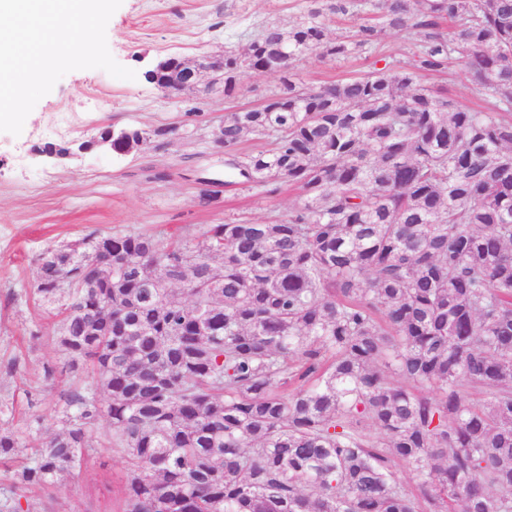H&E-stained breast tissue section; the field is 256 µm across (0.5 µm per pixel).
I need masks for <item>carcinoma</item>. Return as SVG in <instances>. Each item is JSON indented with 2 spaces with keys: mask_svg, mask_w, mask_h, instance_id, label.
<instances>
[{
  "mask_svg": "<svg viewBox=\"0 0 512 512\" xmlns=\"http://www.w3.org/2000/svg\"><path fill=\"white\" fill-rule=\"evenodd\" d=\"M328 15L374 22L331 36ZM391 33L408 60L314 88L277 71L224 116L226 152L269 141L225 178L297 186L286 217L116 232L110 262L91 234L43 254L61 371L88 375L51 435L0 427V461L18 462L0 512H33L29 488L105 445L122 512H512V0H312L224 52V99L286 54L340 61ZM455 62L488 110L418 81Z\"/></svg>",
  "mask_w": 512,
  "mask_h": 512,
  "instance_id": "cac0c4a2",
  "label": "carcinoma"
}]
</instances>
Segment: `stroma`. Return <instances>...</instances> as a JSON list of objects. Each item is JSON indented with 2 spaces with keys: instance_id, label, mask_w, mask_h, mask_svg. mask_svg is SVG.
Listing matches in <instances>:
<instances>
[{
  "instance_id": "35a3bbf8",
  "label": "stroma",
  "mask_w": 512,
  "mask_h": 512,
  "mask_svg": "<svg viewBox=\"0 0 512 512\" xmlns=\"http://www.w3.org/2000/svg\"><path fill=\"white\" fill-rule=\"evenodd\" d=\"M308 0H122L110 18L109 51L135 79L101 69L64 75L28 115L20 135L0 132V400L13 412L1 427L57 428L59 395L72 383L59 370L53 320L32 293L40 259L50 249L98 232L202 234L209 225L286 215L300 202L298 189L278 181L275 193L242 183L224 185V148L215 135L226 113L259 105L276 76L245 72L233 99L222 84L166 93L144 74L169 55L192 58L244 48L259 26L295 23ZM408 41L388 35L369 56L340 62L316 58L294 71L307 87L368 71L374 61L403 57ZM421 84L455 106L477 110L481 96L461 66L425 75ZM179 134L160 148L119 154L106 147L82 152L81 142L102 130L160 126ZM69 155H43L44 145ZM55 369L46 379V369ZM126 469L112 448L97 449L81 470L52 489L56 512H119Z\"/></svg>"
}]
</instances>
